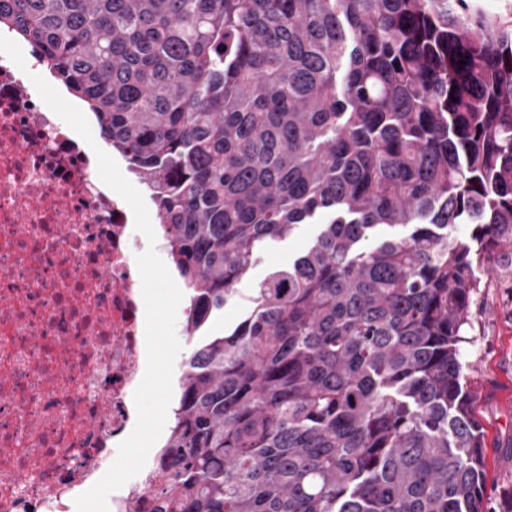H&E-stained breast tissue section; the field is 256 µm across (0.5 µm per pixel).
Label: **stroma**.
Masks as SVG:
<instances>
[{
  "mask_svg": "<svg viewBox=\"0 0 512 512\" xmlns=\"http://www.w3.org/2000/svg\"><path fill=\"white\" fill-rule=\"evenodd\" d=\"M316 224H303L286 240L271 244L259 257L248 277L237 286V295L224 308L225 327L241 317L247 298L274 268L290 265L312 243L319 232ZM496 275L476 269L481 284L470 304V320L463 326L459 344L463 383L475 395L472 415L484 432L486 512H512V247L497 246L492 255ZM147 287L160 310L156 327L158 345L153 374L156 386L147 388L139 402L140 432L149 435L169 426L166 394L160 382L171 372L181 371L191 342L182 331L184 315H171L175 304L164 267L143 264Z\"/></svg>",
  "mask_w": 512,
  "mask_h": 512,
  "instance_id": "obj_1",
  "label": "stroma"
}]
</instances>
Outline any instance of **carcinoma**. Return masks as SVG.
Masks as SVG:
<instances>
[{
  "mask_svg": "<svg viewBox=\"0 0 512 512\" xmlns=\"http://www.w3.org/2000/svg\"><path fill=\"white\" fill-rule=\"evenodd\" d=\"M464 2L0 0L149 191L207 332L151 512H484L458 343L474 265L512 242V29ZM321 224H301L286 240L272 243L259 257L258 263L248 277L237 286V296L224 307V318L215 325L220 330L232 327L241 317L246 299L253 293L254 288L274 268L288 267L295 258L301 255L312 243L319 232Z\"/></svg>",
  "mask_w": 512,
  "mask_h": 512,
  "instance_id": "carcinoma-1",
  "label": "carcinoma"
}]
</instances>
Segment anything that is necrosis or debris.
Returning a JSON list of instances; mask_svg holds the SVG:
<instances>
[{"label":"necrosis or debris","instance_id":"1","mask_svg":"<svg viewBox=\"0 0 512 512\" xmlns=\"http://www.w3.org/2000/svg\"><path fill=\"white\" fill-rule=\"evenodd\" d=\"M0 53V512H69L119 467L137 411L145 244L124 193ZM153 466L112 494L149 512Z\"/></svg>","mask_w":512,"mask_h":512}]
</instances>
